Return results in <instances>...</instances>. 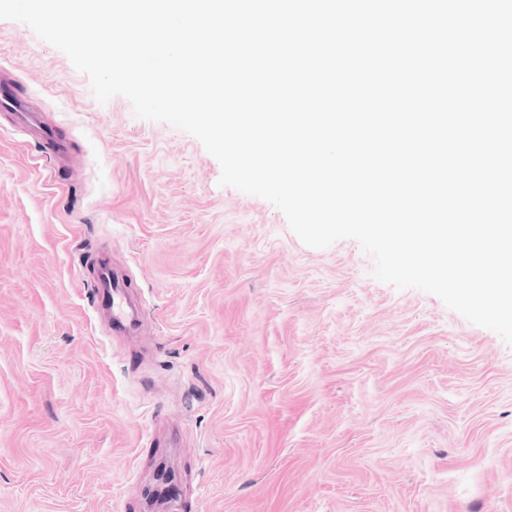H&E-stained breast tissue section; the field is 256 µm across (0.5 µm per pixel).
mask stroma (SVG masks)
<instances>
[{
  "label": "stroma",
  "instance_id": "stroma-1",
  "mask_svg": "<svg viewBox=\"0 0 512 512\" xmlns=\"http://www.w3.org/2000/svg\"><path fill=\"white\" fill-rule=\"evenodd\" d=\"M3 74L70 151L0 112V512H144L161 458L186 512H512V345L306 246L23 23ZM104 256L136 335L95 309Z\"/></svg>",
  "mask_w": 512,
  "mask_h": 512
}]
</instances>
